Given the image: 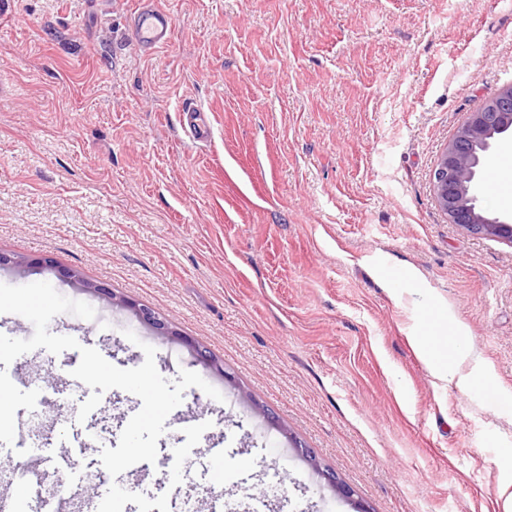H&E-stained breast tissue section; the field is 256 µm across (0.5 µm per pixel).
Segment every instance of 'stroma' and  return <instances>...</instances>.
<instances>
[{
    "label": "stroma",
    "mask_w": 512,
    "mask_h": 512,
    "mask_svg": "<svg viewBox=\"0 0 512 512\" xmlns=\"http://www.w3.org/2000/svg\"><path fill=\"white\" fill-rule=\"evenodd\" d=\"M140 2L0 7V253L19 260L0 283H50L96 312L56 315L51 333L90 337L122 369L149 344L164 378L192 371L222 395L185 390L126 492L183 512L207 496L191 452L220 448L240 512H502L512 244L448 223L431 173L467 114L512 84V0H154L175 27L151 52L130 35ZM187 104L209 137L191 136ZM444 312L478 362L466 391L410 342ZM80 360L39 348L0 362L40 392L38 411H16L21 447L0 456V490L27 494L29 512H84L65 480L112 491L101 450L141 408L114 388L78 421ZM82 423L97 445L59 447ZM120 303L132 308L140 322L153 329L158 335L179 336L178 333L169 328L168 321L165 318H161L154 310L144 306H136L134 303L126 300H120Z\"/></svg>",
    "instance_id": "obj_1"
}]
</instances>
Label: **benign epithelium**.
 Here are the masks:
<instances>
[{"label": "benign epithelium", "mask_w": 512, "mask_h": 512, "mask_svg": "<svg viewBox=\"0 0 512 512\" xmlns=\"http://www.w3.org/2000/svg\"><path fill=\"white\" fill-rule=\"evenodd\" d=\"M507 141L512 142V84L503 87L486 107L468 113L439 157L431 179L436 202L448 223L512 244V215L490 214L478 200L482 174ZM122 304L157 334L176 335L154 310L126 300Z\"/></svg>", "instance_id": "1"}]
</instances>
